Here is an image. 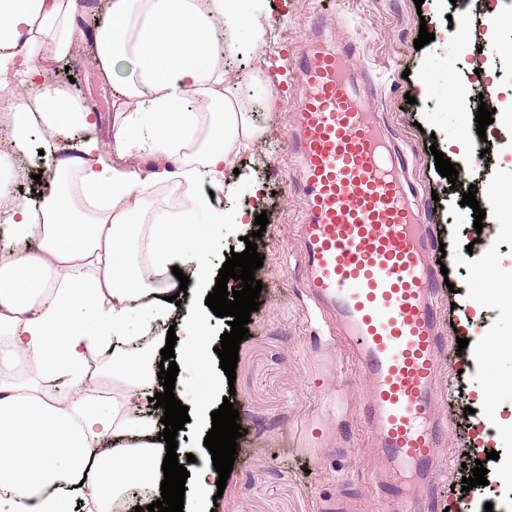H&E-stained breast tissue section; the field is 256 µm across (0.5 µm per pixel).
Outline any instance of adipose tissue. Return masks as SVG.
I'll use <instances>...</instances> for the list:
<instances>
[{"label": "adipose tissue", "instance_id": "obj_1", "mask_svg": "<svg viewBox=\"0 0 512 512\" xmlns=\"http://www.w3.org/2000/svg\"><path fill=\"white\" fill-rule=\"evenodd\" d=\"M79 18L77 0H0V88L16 91L11 150L25 155L44 127L54 167L37 207L18 203L0 216V512H63L73 497L108 512L133 487L145 490L138 506L160 499L166 443L146 413L163 389L158 356L131 355L130 325L179 314L171 270L180 257L191 255L197 281L209 280L201 227L243 223L216 192L251 184L236 159L262 133L220 62L226 33L264 45L257 0H110L91 58L112 89V127L86 140L80 162L62 157L71 131L96 125L90 108L47 82L83 38ZM135 155L151 159L149 173L128 169ZM75 165L79 202L61 179ZM167 182L183 188V207L150 212L147 188ZM210 318L195 313L177 359L200 377L192 404L207 428L222 386L211 374ZM107 345L120 387L109 400L86 372Z\"/></svg>", "mask_w": 512, "mask_h": 512}]
</instances>
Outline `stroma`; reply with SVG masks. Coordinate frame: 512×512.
<instances>
[{"label":"stroma","instance_id":"stroma-1","mask_svg":"<svg viewBox=\"0 0 512 512\" xmlns=\"http://www.w3.org/2000/svg\"><path fill=\"white\" fill-rule=\"evenodd\" d=\"M487 0H263L266 44L255 53L245 44L224 42V67L239 83L240 101L264 126L262 138L237 162L252 175L253 187L236 188L233 206L268 224L257 251L264 257L255 272L263 288L249 332L239 346L235 395L245 433L237 440L233 470L214 512H319L339 494L351 496L358 512H390L374 490L382 469L363 422L366 382L345 358L346 344L332 319L309 298L294 226L303 216L302 199L289 172L286 137L295 122L293 68L312 23L327 18L339 39L352 40L381 81L380 110L390 133L404 144L411 176L421 187L420 206L433 241L443 242L447 283L438 286L436 321L446 354L438 375L437 414L448 419L442 450L447 470L422 488L425 512H512V440L498 439L497 419L512 415V307L499 289L475 274L488 258L512 261V238L499 235L502 208L512 200V143L487 140V155L462 154L450 135L467 113L477 112L482 91L476 72L493 67L501 96H512V27L490 33ZM435 38L415 48L420 26ZM90 40L74 49L59 84L112 123V90L90 66ZM431 77L421 92L422 73ZM261 75L268 92L254 90ZM34 134L27 153L0 162V178L36 193L34 175L47 170ZM454 164L448 182L435 166L434 152ZM477 186L486 212L475 231L473 210L461 206L463 193ZM252 225L210 230V266L219 271L231 252H243ZM467 339L459 349L458 339ZM482 437L498 459L488 460L487 485L463 490Z\"/></svg>","mask_w":512,"mask_h":512}]
</instances>
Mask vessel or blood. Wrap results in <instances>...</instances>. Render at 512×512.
<instances>
[{
	"instance_id": "b4317fda",
	"label": "vessel or blood",
	"mask_w": 512,
	"mask_h": 512,
	"mask_svg": "<svg viewBox=\"0 0 512 512\" xmlns=\"http://www.w3.org/2000/svg\"><path fill=\"white\" fill-rule=\"evenodd\" d=\"M367 74L353 43L328 46L318 31L300 54L287 136L304 195L297 237L311 298L339 320L347 357L367 381L375 455L433 478L446 436L435 414L437 272L408 162L385 134Z\"/></svg>"
}]
</instances>
